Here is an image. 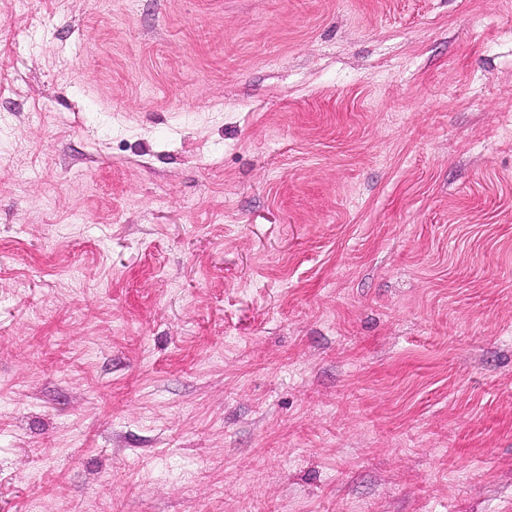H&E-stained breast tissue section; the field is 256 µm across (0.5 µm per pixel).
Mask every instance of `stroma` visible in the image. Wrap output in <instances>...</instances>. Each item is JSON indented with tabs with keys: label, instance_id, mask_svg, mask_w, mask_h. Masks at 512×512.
<instances>
[{
	"label": "stroma",
	"instance_id": "obj_1",
	"mask_svg": "<svg viewBox=\"0 0 512 512\" xmlns=\"http://www.w3.org/2000/svg\"><path fill=\"white\" fill-rule=\"evenodd\" d=\"M0 29V512H512V0Z\"/></svg>",
	"mask_w": 512,
	"mask_h": 512
}]
</instances>
